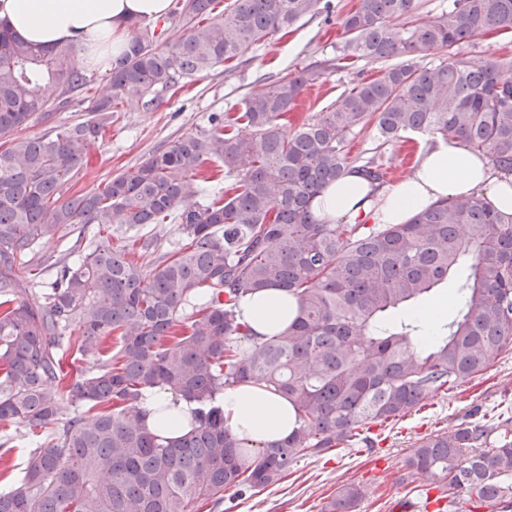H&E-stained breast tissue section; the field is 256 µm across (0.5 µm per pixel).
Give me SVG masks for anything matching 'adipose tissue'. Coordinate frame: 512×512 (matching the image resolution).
Returning a JSON list of instances; mask_svg holds the SVG:
<instances>
[{"instance_id":"ef3b65f1","label":"adipose tissue","mask_w":512,"mask_h":512,"mask_svg":"<svg viewBox=\"0 0 512 512\" xmlns=\"http://www.w3.org/2000/svg\"><path fill=\"white\" fill-rule=\"evenodd\" d=\"M170 0H0V25L42 48L74 46L81 66L108 70L114 54L129 42V26L163 19ZM478 195L499 213L512 216V174L469 151L457 139H436L421 151L409 176L387 192L375 191L351 172L323 188L313 201L317 216L330 224H404L433 203ZM239 314L258 334L287 329L297 315L288 292L269 288L241 298ZM224 427L246 447L288 439L296 414L286 396L253 384L224 389L219 396ZM148 429L164 437L182 435L194 401L154 388L141 403Z\"/></svg>"}]
</instances>
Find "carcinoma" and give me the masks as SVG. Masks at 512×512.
I'll use <instances>...</instances> for the list:
<instances>
[{
    "label": "carcinoma",
    "instance_id": "carcinoma-1",
    "mask_svg": "<svg viewBox=\"0 0 512 512\" xmlns=\"http://www.w3.org/2000/svg\"><path fill=\"white\" fill-rule=\"evenodd\" d=\"M215 0H175L166 18L181 34L165 51L149 22H134L112 58L91 117L36 138L19 135L61 96L90 82L76 48L35 47L0 26V422L47 429L23 476L0 492V512H222L224 493L279 482L296 459L348 448L373 425L398 421L428 396L486 371L512 351V217L479 196L440 201L406 224H325L313 199L353 169L376 187L375 159L349 161L356 129L378 140L421 133L458 138L512 173V59L475 65L458 46L488 31L512 33V0H448V11L402 30L414 0H358L342 20L339 54L314 61L245 96L242 111L154 150L103 189L63 198L91 141L132 95L146 110L162 94L307 16L322 0H233L203 23ZM439 52L422 69L415 58ZM348 59L396 61L358 84L292 135L280 120L307 84ZM219 161L230 184L205 204L204 164ZM176 223L186 242L149 270L97 232L65 262L34 306L22 258L69 224L110 228ZM451 278L462 281L457 313L426 341L409 315ZM280 288L298 306L282 333L259 336L238 321L241 296ZM192 313H185L187 306ZM76 339L66 343L71 325ZM118 348L103 361L104 345ZM73 361L101 362L74 375ZM242 383L288 397L296 427L247 461L224 428L220 393ZM160 387L197 403L176 438L150 433L139 407ZM448 501L489 502L512 512V419L462 422L417 443L405 462ZM363 486L340 485L329 512H354Z\"/></svg>",
    "mask_w": 512,
    "mask_h": 512
}]
</instances>
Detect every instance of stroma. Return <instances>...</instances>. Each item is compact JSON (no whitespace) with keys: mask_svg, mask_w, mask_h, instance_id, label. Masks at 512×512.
Returning <instances> with one entry per match:
<instances>
[{"mask_svg":"<svg viewBox=\"0 0 512 512\" xmlns=\"http://www.w3.org/2000/svg\"><path fill=\"white\" fill-rule=\"evenodd\" d=\"M357 3L330 0V17L302 19L289 33L279 32L250 46L237 59L195 77L175 94L164 95L153 111H143L131 102L122 104L113 113L105 135L91 142L78 173L64 186L63 196L99 191L108 180L139 164L155 149L209 128L213 114L241 111L242 99L263 90L270 79L334 55L342 41L341 21ZM460 51L477 64L512 56V33L487 32L464 42ZM383 73L380 64L348 61L346 67L303 91L297 107L282 122L284 131L294 132L362 80L376 79ZM90 77L83 94L30 123L23 136L39 137L86 120L89 97L108 86L111 74L94 70ZM421 142V136L414 134L408 141L378 146L375 128L369 124L350 136L347 151L353 160L381 150L386 168L384 186L389 189L410 173ZM91 237L90 225L71 224L61 237L40 242L25 256V266L36 286L30 296L32 303H42L65 258L76 246L87 245ZM132 237L151 242V250L158 257L176 248L183 234L174 223L147 224L130 231L124 225H113L114 245H125ZM503 417H512V352L502 354L491 368L458 388L429 396L420 411L379 429L373 450L362 446L336 448L325 462L298 459L274 485L242 495L227 491L224 512H325L337 487L350 482L366 489L357 512H400L403 503L407 512H430L425 495L430 477L405 474V460L415 444L450 432L464 421L492 426ZM48 441V434L35 437L27 427L0 423V491L21 475L35 443Z\"/></svg>","mask_w":512,"mask_h":512,"instance_id":"1","label":"stroma"}]
</instances>
